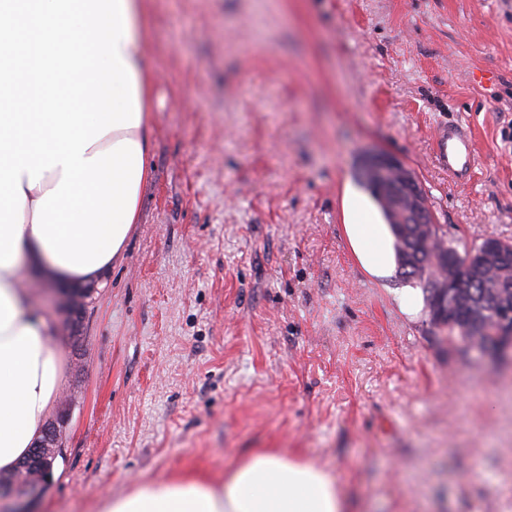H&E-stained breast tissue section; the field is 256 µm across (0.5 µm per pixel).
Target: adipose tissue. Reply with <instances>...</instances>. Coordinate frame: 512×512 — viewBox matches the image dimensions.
Instances as JSON below:
<instances>
[{"label": "adipose tissue", "instance_id": "adipose-tissue-1", "mask_svg": "<svg viewBox=\"0 0 512 512\" xmlns=\"http://www.w3.org/2000/svg\"><path fill=\"white\" fill-rule=\"evenodd\" d=\"M129 38L121 42L122 58L135 75L140 109L138 126L115 129L92 144L87 156L130 139L141 150L149 148L150 110L154 76L145 59V0H124ZM61 168L45 172L38 188H29L17 258L0 266V470H11L39 436L64 382L63 353L55 329L30 296L19 286L18 272L26 266L39 270L49 286H81L100 281L109 271L102 264L81 273L57 264L33 232V214L44 192L54 189ZM346 230L362 267L370 274H386L394 264L392 235L380 223L366 200L346 196ZM98 512H353L352 500L341 493L334 476L311 461L289 458L276 450L251 451L225 471L223 478L183 477L167 482H145L132 492L102 500Z\"/></svg>", "mask_w": 512, "mask_h": 512}]
</instances>
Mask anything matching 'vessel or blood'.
I'll use <instances>...</instances> for the list:
<instances>
[{"label":"vessel or blood","instance_id":"obj_1","mask_svg":"<svg viewBox=\"0 0 512 512\" xmlns=\"http://www.w3.org/2000/svg\"><path fill=\"white\" fill-rule=\"evenodd\" d=\"M435 142L437 161L440 167L447 169L451 182L457 185L469 183L479 164L470 125L449 121L437 129Z\"/></svg>","mask_w":512,"mask_h":512}]
</instances>
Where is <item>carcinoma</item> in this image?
Listing matches in <instances>:
<instances>
[{"label":"carcinoma","instance_id":"cac0c4a2","mask_svg":"<svg viewBox=\"0 0 512 512\" xmlns=\"http://www.w3.org/2000/svg\"><path fill=\"white\" fill-rule=\"evenodd\" d=\"M358 178L391 228L399 274L425 293L438 340L463 351L496 345L498 314L512 312V278L499 274L512 266V251L502 260L474 267L453 296L440 297L434 286L447 277L459 251L448 243L439 225L423 224L414 217L398 172L361 166Z\"/></svg>","mask_w":512,"mask_h":512}]
</instances>
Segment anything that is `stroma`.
<instances>
[{
	"label": "stroma",
	"mask_w": 512,
	"mask_h": 512,
	"mask_svg": "<svg viewBox=\"0 0 512 512\" xmlns=\"http://www.w3.org/2000/svg\"><path fill=\"white\" fill-rule=\"evenodd\" d=\"M152 176L89 299L37 512L254 448L369 512H512V365L439 342L357 260L346 187L377 150L457 250L512 242V0H149ZM471 125L456 186L435 132Z\"/></svg>",
	"instance_id": "obj_1"
}]
</instances>
